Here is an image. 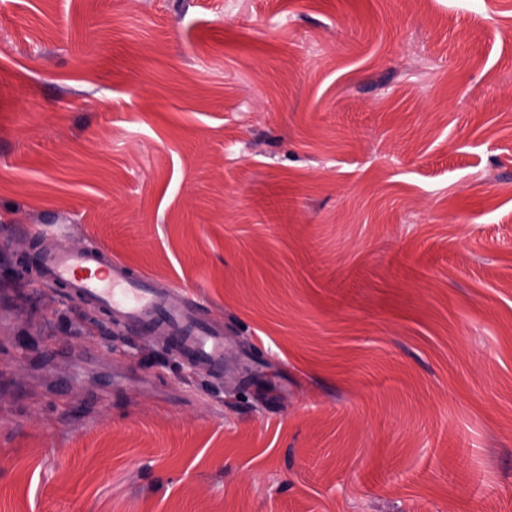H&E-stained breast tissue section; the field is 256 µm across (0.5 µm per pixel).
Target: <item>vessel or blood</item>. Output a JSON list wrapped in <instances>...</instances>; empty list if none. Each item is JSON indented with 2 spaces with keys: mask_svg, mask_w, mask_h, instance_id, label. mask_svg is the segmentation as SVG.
<instances>
[{
  "mask_svg": "<svg viewBox=\"0 0 512 512\" xmlns=\"http://www.w3.org/2000/svg\"><path fill=\"white\" fill-rule=\"evenodd\" d=\"M42 275L67 288L70 296L126 326L147 327L168 335L175 352L206 373L224 369V330L208 323L176 286L153 281L113 258L103 248L74 253L50 238L39 246Z\"/></svg>",
  "mask_w": 512,
  "mask_h": 512,
  "instance_id": "1",
  "label": "vessel or blood"
}]
</instances>
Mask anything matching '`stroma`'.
I'll use <instances>...</instances> for the list:
<instances>
[{
	"label": "stroma",
	"instance_id": "1",
	"mask_svg": "<svg viewBox=\"0 0 512 512\" xmlns=\"http://www.w3.org/2000/svg\"><path fill=\"white\" fill-rule=\"evenodd\" d=\"M0 512H512V0H0ZM37 253L42 275L67 288L74 300L125 326L168 335L175 352L194 368L206 373L224 370V328L202 318L178 287L155 288L149 277L104 248L74 253L44 238Z\"/></svg>",
	"mask_w": 512,
	"mask_h": 512
}]
</instances>
